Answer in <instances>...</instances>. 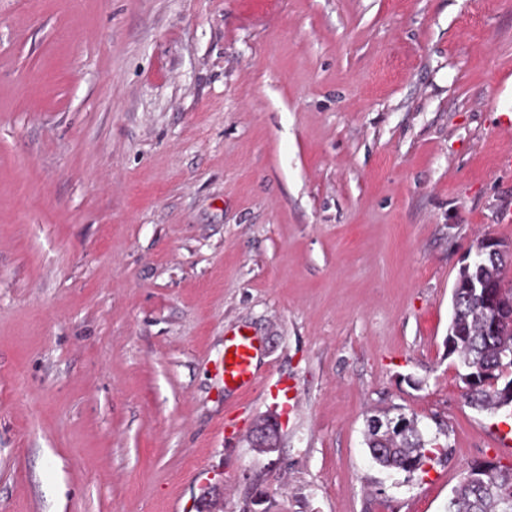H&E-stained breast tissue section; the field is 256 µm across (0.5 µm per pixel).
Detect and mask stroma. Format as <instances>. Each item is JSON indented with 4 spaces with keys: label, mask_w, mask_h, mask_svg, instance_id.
<instances>
[{
    "label": "stroma",
    "mask_w": 512,
    "mask_h": 512,
    "mask_svg": "<svg viewBox=\"0 0 512 512\" xmlns=\"http://www.w3.org/2000/svg\"><path fill=\"white\" fill-rule=\"evenodd\" d=\"M510 72L512 0H0V512H445L511 466L448 355ZM386 413L452 461L375 465ZM258 347L256 339L245 333L238 332L224 338V356L219 371L225 387L245 389L255 380L254 358ZM232 350L233 357H229ZM273 417L257 423L252 431L251 438L255 448L261 452L271 453L279 446V425Z\"/></svg>",
    "instance_id": "stroma-1"
}]
</instances>
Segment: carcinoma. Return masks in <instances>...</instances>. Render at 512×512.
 <instances>
[{
  "instance_id": "obj_1",
  "label": "carcinoma",
  "mask_w": 512,
  "mask_h": 512,
  "mask_svg": "<svg viewBox=\"0 0 512 512\" xmlns=\"http://www.w3.org/2000/svg\"><path fill=\"white\" fill-rule=\"evenodd\" d=\"M454 295L448 331L458 340L454 351L458 366H472L475 377L466 402L474 409L494 413L499 395L486 383V378L490 369L496 375L512 372V323L494 332L467 291L456 289ZM366 444L376 464L388 470L408 472L430 460L428 447L435 445V440L425 438L415 422L388 434L375 431L370 420ZM470 475V469H465L452 489L447 512H512V467L498 466L493 483L486 478L472 479Z\"/></svg>"
}]
</instances>
